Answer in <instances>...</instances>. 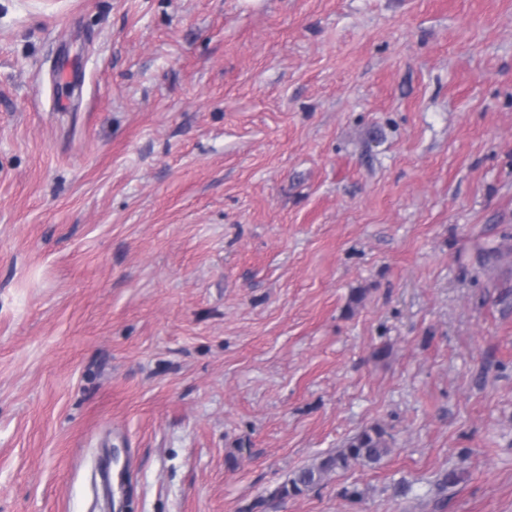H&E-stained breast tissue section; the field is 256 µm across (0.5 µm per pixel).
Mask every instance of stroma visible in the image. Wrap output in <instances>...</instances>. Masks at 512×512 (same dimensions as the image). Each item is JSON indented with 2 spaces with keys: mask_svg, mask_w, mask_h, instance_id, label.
<instances>
[{
  "mask_svg": "<svg viewBox=\"0 0 512 512\" xmlns=\"http://www.w3.org/2000/svg\"><path fill=\"white\" fill-rule=\"evenodd\" d=\"M115 451L110 512H512V0H0V512ZM387 451L383 432L378 428L365 429L354 436L345 448L294 472L279 488L278 494L285 497L302 494L319 485L331 472L347 470L355 465L377 464Z\"/></svg>",
  "mask_w": 512,
  "mask_h": 512,
  "instance_id": "1",
  "label": "stroma"
}]
</instances>
